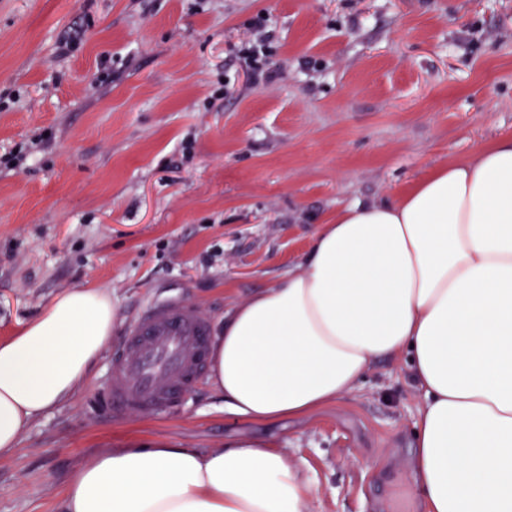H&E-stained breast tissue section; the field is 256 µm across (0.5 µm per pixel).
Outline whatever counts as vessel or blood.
Segmentation results:
<instances>
[{"label": "vessel or blood", "instance_id": "vessel-or-blood-1", "mask_svg": "<svg viewBox=\"0 0 512 512\" xmlns=\"http://www.w3.org/2000/svg\"><path fill=\"white\" fill-rule=\"evenodd\" d=\"M212 333L210 318L183 300L145 305L125 330L100 401L115 414L176 405L202 378Z\"/></svg>", "mask_w": 512, "mask_h": 512}]
</instances>
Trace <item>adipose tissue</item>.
Here are the masks:
<instances>
[{
	"mask_svg": "<svg viewBox=\"0 0 512 512\" xmlns=\"http://www.w3.org/2000/svg\"><path fill=\"white\" fill-rule=\"evenodd\" d=\"M114 314L107 292L72 288L0 341V457L88 379ZM399 357L421 395L418 507L512 512V135L318 225L297 271L225 315L210 382L241 421L302 419ZM307 496L265 442L159 439L78 467L63 512H307Z\"/></svg>",
	"mask_w": 512,
	"mask_h": 512,
	"instance_id": "1",
	"label": "adipose tissue"
}]
</instances>
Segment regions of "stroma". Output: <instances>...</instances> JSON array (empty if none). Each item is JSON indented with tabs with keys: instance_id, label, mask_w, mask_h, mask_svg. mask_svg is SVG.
Returning a JSON list of instances; mask_svg holds the SVG:
<instances>
[{
	"instance_id": "1",
	"label": "stroma",
	"mask_w": 512,
	"mask_h": 512,
	"mask_svg": "<svg viewBox=\"0 0 512 512\" xmlns=\"http://www.w3.org/2000/svg\"><path fill=\"white\" fill-rule=\"evenodd\" d=\"M259 18L267 79L240 53ZM511 134L512 0H0V339L71 288L116 303L88 381L0 459V512H62L73 472L133 440L236 437L297 461L308 512H412L403 360L306 420L241 421L207 379L171 411L87 403L147 302L221 327L350 201Z\"/></svg>"
}]
</instances>
